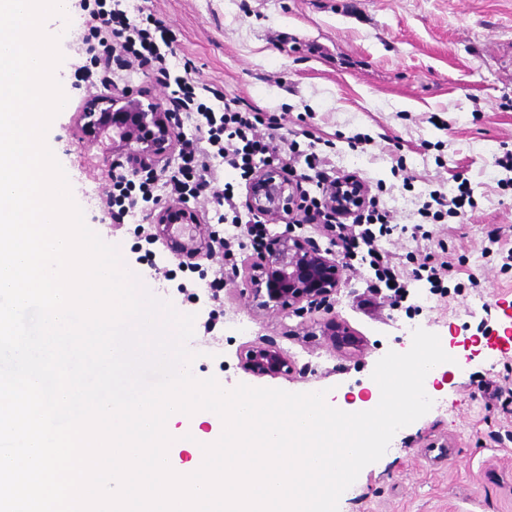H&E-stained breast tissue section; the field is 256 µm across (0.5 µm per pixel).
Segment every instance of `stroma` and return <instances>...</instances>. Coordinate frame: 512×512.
Returning a JSON list of instances; mask_svg holds the SVG:
<instances>
[{
  "label": "stroma",
  "mask_w": 512,
  "mask_h": 512,
  "mask_svg": "<svg viewBox=\"0 0 512 512\" xmlns=\"http://www.w3.org/2000/svg\"><path fill=\"white\" fill-rule=\"evenodd\" d=\"M147 7L174 36L172 72L190 63L198 83L276 115L287 139L323 141L337 175L355 174L383 186L390 215L388 248L419 264L444 253L462 258L452 290L441 296L410 282L398 304L364 308L359 296L372 272L360 259L346 268L335 311L364 340L359 353L334 351L320 336L326 317L270 312L240 291L241 276L225 281V319L211 335L203 324L215 303L206 281L187 301L164 270L178 261L162 243L147 244L128 216L118 229L104 206L113 176L131 170L127 157L89 146L78 119L95 93L75 75L85 64L79 36L84 13L70 6L68 23L48 22L64 56L54 75L70 91L67 109L46 141L65 170L85 222L118 246L127 269L138 271L156 297L195 314L187 346L192 374L225 388L244 383L289 392L328 390L330 401H369L371 374L388 351L406 352L408 327L444 338H473L449 348L452 363L433 383L437 407L400 429L386 453L366 466L341 495L338 512H512V415L488 399L484 385L512 368V269L484 253L498 230L512 248V186L495 160L512 151V0H122L128 16ZM472 201L458 223H429L430 239L415 241L416 203L428 191ZM251 327L232 333L227 318ZM265 338L287 352L293 370L272 378L245 372L238 351ZM466 358L464 368L455 361Z\"/></svg>",
  "instance_id": "stroma-1"
}]
</instances>
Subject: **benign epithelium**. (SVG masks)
<instances>
[{"label":"benign epithelium","mask_w":512,"mask_h":512,"mask_svg":"<svg viewBox=\"0 0 512 512\" xmlns=\"http://www.w3.org/2000/svg\"><path fill=\"white\" fill-rule=\"evenodd\" d=\"M108 107L97 112L95 107ZM87 139L95 143L112 132V152L128 153L142 165H151L164 158L175 137L170 114L154 102L144 101L140 92L127 91L118 96L100 93L93 97V107L81 114ZM301 196L297 184L281 170L266 168L250 182L248 207L254 218L268 224L285 220L298 209ZM366 191L353 189L342 181L336 188L335 205L352 209L364 206ZM152 239L166 244L177 258L194 259L207 253V241L199 230L197 211L187 200H174L152 214ZM343 278L339 255L323 250L294 234L288 227L268 237L255 255L242 286L256 285V291H266L267 310L293 312L330 308ZM321 335L333 348L359 351L362 340L353 335L348 324L331 315L321 325ZM241 367L258 376L286 375L289 363L286 355L272 344L262 341L244 346L239 353Z\"/></svg>","instance_id":"benign-epithelium-1"}]
</instances>
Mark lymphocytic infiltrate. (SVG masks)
Masks as SVG:
<instances>
[{"mask_svg":"<svg viewBox=\"0 0 512 512\" xmlns=\"http://www.w3.org/2000/svg\"><path fill=\"white\" fill-rule=\"evenodd\" d=\"M80 7L88 14L86 25L93 37L87 47L89 65L79 69L82 81L110 86L117 70L133 66L149 67L162 77H171L168 67L167 45L170 38L162 22L153 15L128 17L125 11L113 8L110 0H80ZM175 88L168 99L167 110L172 118L186 117L194 124L195 133L179 140L182 164L169 176L164 187L168 197L210 200L234 213L238 203L231 188H217L215 168L240 171L249 177L265 167L291 171L297 162H305L314 173L322 191L321 197H303L297 223L310 224L323 232L334 246L346 254L365 249V258L374 276L366 286L362 306L379 305L383 286H391L394 293H403L408 286L399 254L383 248L380 236L386 235L388 213L378 200H369L366 209L345 211L332 203L333 190L338 182L332 174L328 158L317 153L285 150L283 138L274 116L257 108H244L225 101L219 91H212L214 102H221V110L197 101L196 86L191 76L174 78ZM157 187L154 176L139 180L119 178L106 203L113 207L112 218L123 222L135 213L140 203L153 201Z\"/></svg>","mask_w":512,"mask_h":512,"instance_id":"f902f5d3","label":"lymphocytic infiltrate"}]
</instances>
